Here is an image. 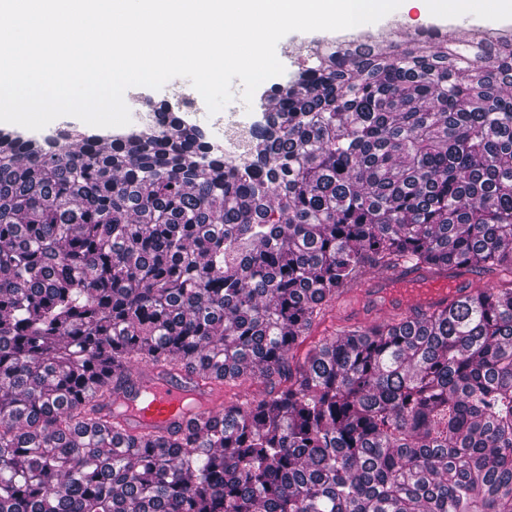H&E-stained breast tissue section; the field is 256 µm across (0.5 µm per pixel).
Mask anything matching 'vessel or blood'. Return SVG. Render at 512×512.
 <instances>
[{
    "label": "vessel or blood",
    "instance_id": "1",
    "mask_svg": "<svg viewBox=\"0 0 512 512\" xmlns=\"http://www.w3.org/2000/svg\"><path fill=\"white\" fill-rule=\"evenodd\" d=\"M470 274L432 275L426 270L402 267L388 274L380 285L366 280L347 289L340 301L356 321L367 314L388 311L413 317L444 308L449 302L469 292ZM134 394L118 393L114 400L103 401L104 412L114 403L128 405L125 431L166 432L172 427L188 429L224 406L226 390L222 384L199 387L187 373L174 376L144 370Z\"/></svg>",
    "mask_w": 512,
    "mask_h": 512
}]
</instances>
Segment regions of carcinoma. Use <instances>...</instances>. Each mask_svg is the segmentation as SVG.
Here are the masks:
<instances>
[{
    "mask_svg": "<svg viewBox=\"0 0 512 512\" xmlns=\"http://www.w3.org/2000/svg\"><path fill=\"white\" fill-rule=\"evenodd\" d=\"M234 164L159 108L0 132V512H512V40L309 56ZM401 267L490 280L294 349ZM259 380L188 432L83 402L138 368Z\"/></svg>",
    "mask_w": 512,
    "mask_h": 512,
    "instance_id": "1",
    "label": "carcinoma"
}]
</instances>
